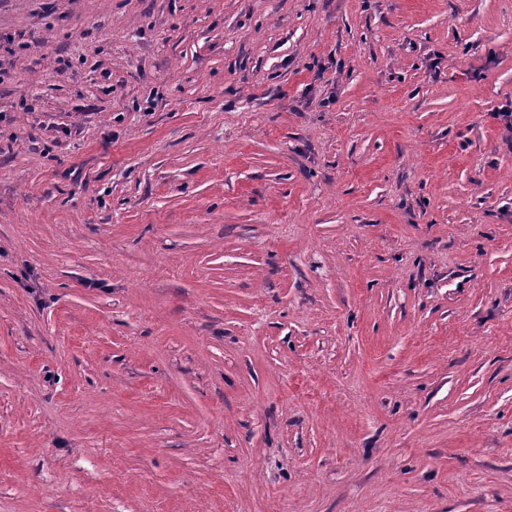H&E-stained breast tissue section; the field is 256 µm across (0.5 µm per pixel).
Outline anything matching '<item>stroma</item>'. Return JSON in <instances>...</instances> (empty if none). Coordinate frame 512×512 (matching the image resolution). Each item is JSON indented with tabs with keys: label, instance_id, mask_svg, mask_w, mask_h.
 <instances>
[{
	"label": "stroma",
	"instance_id": "stroma-1",
	"mask_svg": "<svg viewBox=\"0 0 512 512\" xmlns=\"http://www.w3.org/2000/svg\"><path fill=\"white\" fill-rule=\"evenodd\" d=\"M508 110L512 0H0V512H512Z\"/></svg>",
	"mask_w": 512,
	"mask_h": 512
}]
</instances>
